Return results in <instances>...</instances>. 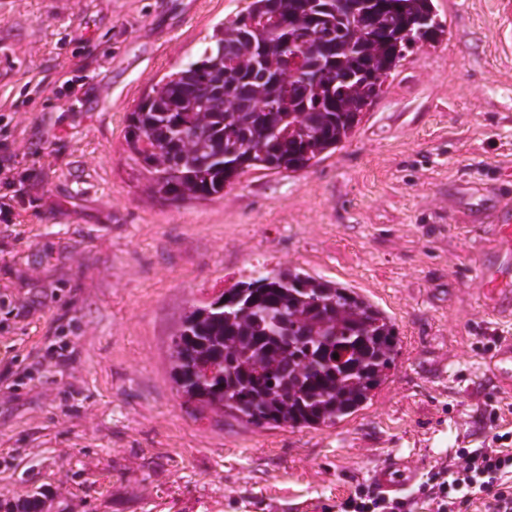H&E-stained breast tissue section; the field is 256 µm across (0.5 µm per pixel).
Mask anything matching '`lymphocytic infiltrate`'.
I'll return each instance as SVG.
<instances>
[{
  "mask_svg": "<svg viewBox=\"0 0 512 512\" xmlns=\"http://www.w3.org/2000/svg\"><path fill=\"white\" fill-rule=\"evenodd\" d=\"M503 434L489 448H459L449 463L430 471L416 494L391 497L360 485L337 506V512H418L420 504L433 512H512V448Z\"/></svg>",
  "mask_w": 512,
  "mask_h": 512,
  "instance_id": "f902f5d3",
  "label": "lymphocytic infiltrate"
}]
</instances>
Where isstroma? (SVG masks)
<instances>
[{
  "instance_id": "stroma-1",
  "label": "stroma",
  "mask_w": 512,
  "mask_h": 512,
  "mask_svg": "<svg viewBox=\"0 0 512 512\" xmlns=\"http://www.w3.org/2000/svg\"><path fill=\"white\" fill-rule=\"evenodd\" d=\"M495 0H435L448 32L409 54L332 156L252 171L208 200L155 197L126 117L248 0H10L0 161L26 200L0 222V512H329L403 455L427 475L512 428L491 372L512 250L477 259L512 209V46ZM62 219L47 221L50 212ZM296 266L395 323L388 379L333 426L256 427L177 393L173 334L252 266ZM498 411L497 429L489 414Z\"/></svg>"
}]
</instances>
